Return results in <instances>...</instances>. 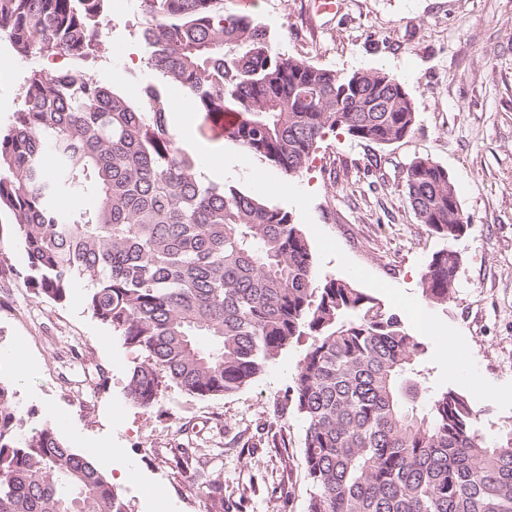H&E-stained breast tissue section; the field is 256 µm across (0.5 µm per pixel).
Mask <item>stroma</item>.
<instances>
[{
  "label": "stroma",
  "mask_w": 512,
  "mask_h": 512,
  "mask_svg": "<svg viewBox=\"0 0 512 512\" xmlns=\"http://www.w3.org/2000/svg\"><path fill=\"white\" fill-rule=\"evenodd\" d=\"M254 0L250 7L279 52L340 71L383 70L415 102L414 132L389 146L330 131L303 170L286 175L246 157L235 144L173 127L202 166L224 165L222 178L280 207L305 235L319 276L352 282L397 313L427 346L433 389L468 397L485 440L512 429V0ZM95 79L138 100L161 82L146 60L137 4L110 10ZM71 59L10 56L0 63V127L18 105L33 68L53 74ZM447 168L471 225L451 244L418 224L404 174L414 158ZM8 262L0 268V383L27 427L55 424L74 451L90 455L123 496L128 512H209L174 452L213 453L210 477L224 488V512H306L304 422L284 396L310 342L301 336L239 391L206 400L176 387L150 412L126 399L139 354L86 307L78 282L64 304L28 288V260L10 225L0 223ZM461 257L448 303L425 300L422 276L433 253ZM29 372L18 379L13 349ZM134 478L119 481L125 467Z\"/></svg>",
  "instance_id": "obj_1"
}]
</instances>
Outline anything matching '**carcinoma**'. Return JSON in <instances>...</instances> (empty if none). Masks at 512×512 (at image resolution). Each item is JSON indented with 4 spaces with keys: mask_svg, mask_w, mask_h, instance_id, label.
<instances>
[{
    "mask_svg": "<svg viewBox=\"0 0 512 512\" xmlns=\"http://www.w3.org/2000/svg\"><path fill=\"white\" fill-rule=\"evenodd\" d=\"M227 0H139L147 64L182 87L224 140L288 175L340 128L380 146L410 135L415 106L395 77L339 72L275 49L267 28ZM110 0H0V40L22 59L103 47ZM53 153L56 168L43 171ZM405 187L439 238L470 225L448 170L416 158ZM92 196V210L64 201ZM28 257L34 294L62 304L87 282V309L142 360L129 402L147 412L174 384L200 399L248 385L296 337L310 344L289 388L305 422L307 512H512V429L488 442L466 396L428 391L426 346L377 298L320 279L289 212L206 182L169 127L154 86L137 102L87 72L32 68L0 130V217ZM461 258L435 252L426 300L450 299ZM193 475L223 512L220 483ZM0 512H127L92 459L57 428L27 431L0 385Z\"/></svg>",
    "mask_w": 512,
    "mask_h": 512,
    "instance_id": "carcinoma-1",
    "label": "carcinoma"
}]
</instances>
